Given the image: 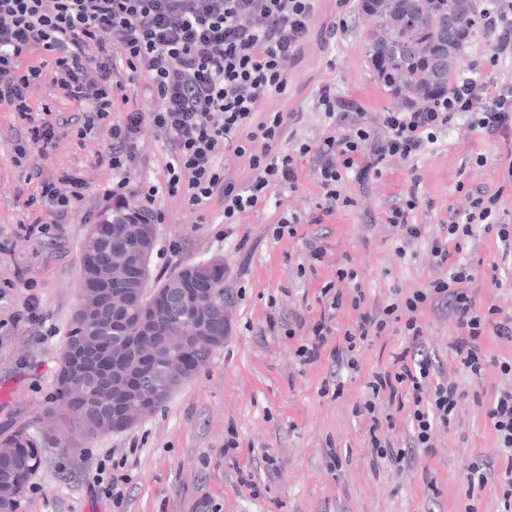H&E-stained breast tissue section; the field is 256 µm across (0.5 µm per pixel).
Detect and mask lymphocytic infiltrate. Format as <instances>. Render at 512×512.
<instances>
[{
    "label": "lymphocytic infiltrate",
    "instance_id": "1",
    "mask_svg": "<svg viewBox=\"0 0 512 512\" xmlns=\"http://www.w3.org/2000/svg\"><path fill=\"white\" fill-rule=\"evenodd\" d=\"M483 31L496 41L484 64L467 65L448 94L427 107L376 113L345 112L331 87L319 89L313 108L326 130L315 141L283 142L294 112L264 116L260 105L288 88V67L297 58L318 10V0H0V112L23 128L8 149L14 167L25 168L32 190L17 227L24 236L48 238L66 223L89 189L82 174L50 167L61 138L75 134L79 146L105 138L90 156L92 169H107L112 182L99 190L97 215H124L126 223L158 224L159 197L182 199L191 209L220 197L224 221L266 203L272 191H298L301 174L319 190L316 211L280 213L271 225L275 240L294 239L302 223L321 224L352 206L347 181L367 186L388 165L410 163L454 121L492 140L512 141V84L492 73L512 59V0H481ZM154 101L142 110L137 98ZM161 141L165 178L135 182L146 130ZM247 158L246 185L224 179L227 155ZM500 193L467 192L464 211H450L430 255L441 276L384 306H366L351 261L336 264L335 282L320 290L319 316L294 315L305 337L296 355L304 366L329 357L339 371L358 373L357 354L388 333L405 346L372 371L358 413L368 426L373 461L404 469L418 449L431 445L437 426L447 425L465 392L448 379L425 340L426 313L446 314L456 334L451 348L461 372L480 378L488 362L486 333L512 340V313L478 306L477 273L463 257L479 233L495 234L512 249V225L496 218ZM417 189L392 206L385 221L397 228L401 246L423 238L414 223ZM356 312L353 327L339 328L337 314ZM410 423L395 445L388 433L397 414Z\"/></svg>",
    "mask_w": 512,
    "mask_h": 512
}]
</instances>
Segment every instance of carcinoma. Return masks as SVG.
<instances>
[{
    "mask_svg": "<svg viewBox=\"0 0 512 512\" xmlns=\"http://www.w3.org/2000/svg\"><path fill=\"white\" fill-rule=\"evenodd\" d=\"M361 2L374 21L366 33V54L387 95L397 103L427 105L447 93L462 67L459 36L474 31L480 18L477 0ZM194 267L211 284L205 312L210 335L220 339L216 343L203 336L191 342L188 361L203 367L213 355V346L224 345V309L230 306V300L224 288L223 268L199 263ZM182 274L181 269L171 274L157 293H148L146 285L125 289V315L150 312L155 336L149 338L146 348L122 335L119 319L112 317V307L103 306L90 315L75 312L65 348L74 350L90 343L108 352L119 349V357L107 360L104 369L130 373V387L126 398L114 403L109 382L99 376L84 377L79 382L81 391L70 396L74 412L60 414L61 437L72 433L92 440L108 431L130 428L166 403L181 384V378L167 371L168 359L175 350L167 345L166 336L179 331L188 335L193 325L190 311L179 306L173 293V289L183 287ZM66 357L61 354L62 370L53 396L56 411L61 408L70 376ZM56 442L53 436L20 432L0 445V463L21 488L40 464V449Z\"/></svg>",
    "mask_w": 512,
    "mask_h": 512,
    "instance_id": "obj_1",
    "label": "carcinoma"
}]
</instances>
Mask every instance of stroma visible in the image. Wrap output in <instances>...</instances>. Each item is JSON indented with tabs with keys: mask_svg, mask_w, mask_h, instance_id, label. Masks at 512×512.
<instances>
[{
	"mask_svg": "<svg viewBox=\"0 0 512 512\" xmlns=\"http://www.w3.org/2000/svg\"><path fill=\"white\" fill-rule=\"evenodd\" d=\"M368 23L358 0H319L318 12L288 76L286 93L264 100L265 112L302 114L291 130L297 139L314 141L325 130V118L312 107L323 86L359 103L368 113L391 108L364 50ZM11 119L0 112V385H12L0 396V442L23 428H42L57 388L60 354L79 303L82 245L90 227L86 212L95 204L87 196L71 223L60 225L51 240L17 236L16 223L28 194L21 170L6 165L3 145ZM484 165H476L477 154ZM512 146L491 141L455 125L411 165H389L367 187L346 183L354 200L321 224H304L295 240L274 241L268 227L280 211H311L318 190L302 176L295 192L272 196L266 207L225 223L219 200L191 210L176 198L163 197L162 224L156 225V247L150 283L158 285L172 272L211 258L224 261V286L232 304L224 345L209 363L179 387L168 402L132 428L109 432L80 444L63 441L46 449L30 476L23 512H512L495 483L468 485L469 464L505 468L512 451L499 446L487 412L496 391L512 387L498 364L512 361V341L485 336L490 359L481 379L465 382L466 397L448 426L437 428L430 448L419 449L410 468L373 467L364 433L355 415L372 370L402 348L390 335L365 346L358 376L332 383L329 361L301 368L296 350L300 338H289L294 314L318 316L317 297L334 279L333 262L350 256L370 305L387 302L394 290L423 287L436 272L428 260L427 240L414 244V257L400 258L396 233L385 224L389 206L417 187L416 223L429 237L439 235L449 209L466 204L465 192L484 187L501 190L499 209L512 223ZM322 237L331 264L300 274L302 236ZM472 263L499 264L501 287L483 284L478 304L493 303L512 312V253L492 234L476 241ZM34 283L41 307L55 325L54 336H38L19 313ZM279 325L269 331L268 317ZM426 344L449 379H457L449 347L455 334L446 317L426 314ZM240 454L224 455L229 442ZM125 462L130 477L126 499L111 500L93 482L96 463ZM252 471L262 492L252 496L238 482Z\"/></svg>",
	"mask_w": 512,
	"mask_h": 512,
	"instance_id": "1",
	"label": "stroma"
}]
</instances>
